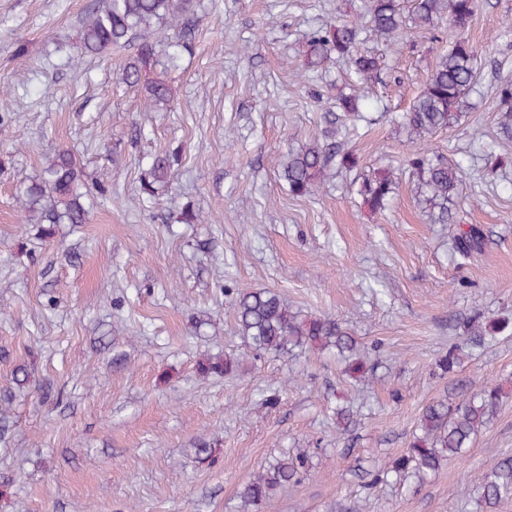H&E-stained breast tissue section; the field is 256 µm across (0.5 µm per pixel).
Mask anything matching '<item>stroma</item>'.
Listing matches in <instances>:
<instances>
[{
  "mask_svg": "<svg viewBox=\"0 0 512 512\" xmlns=\"http://www.w3.org/2000/svg\"><path fill=\"white\" fill-rule=\"evenodd\" d=\"M101 4L0 0V115L10 117L0 125V396L12 421L0 438V512H238L242 484L296 448L309 450L310 474L263 512H483L467 476L512 456V335L453 373L435 362L460 339L455 318L512 320V166L486 176L488 152L512 155L495 124L497 80L512 77V0H480L467 33L482 72L471 107L429 141L431 159L464 169L448 224L418 206L398 124L448 50L446 24L397 45L363 34L359 48L382 73L366 122L344 138L358 165L295 197L279 155L317 137L329 99L348 89L337 58L298 80L307 38L356 20L366 0H196V51L169 74V112L145 110L142 92L119 81L130 49L68 67ZM62 147L78 148L103 192L87 224L47 238L20 227L14 189ZM168 149L178 152L172 185L143 203L142 159ZM387 165L399 190L374 215L358 185ZM187 207L196 223H181ZM461 224L484 234L466 262L453 249ZM234 288L273 289L293 310L342 322L373 382L298 349L200 377L199 359L244 350ZM488 383L503 387L500 412L461 459L415 490L364 489L362 471L408 447L425 405ZM348 401L359 414L344 431L331 409Z\"/></svg>",
  "mask_w": 512,
  "mask_h": 512,
  "instance_id": "35a3bbf8",
  "label": "stroma"
}]
</instances>
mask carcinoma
<instances>
[{"mask_svg": "<svg viewBox=\"0 0 512 512\" xmlns=\"http://www.w3.org/2000/svg\"><path fill=\"white\" fill-rule=\"evenodd\" d=\"M478 10V0H368L362 20L338 22L314 31L308 39L310 57L304 80L322 61L347 57L352 61L357 83L378 80L377 58L357 51L361 34L369 30L390 44L435 29L441 20L451 32L467 29ZM197 20L194 0H106L92 12L80 31L82 53L99 56L113 47L136 45L135 54L121 72L125 83L143 89L145 108L168 112L175 96L167 79L185 54L195 48ZM477 51L467 41L450 43L448 52L431 68L420 94L402 116V128L415 150L407 160L417 202L430 220L448 223L449 204L458 196L462 182L460 168L428 158V139L455 125L469 105V96L478 82ZM496 121L500 138L512 141V79L496 86ZM365 95L355 90L335 99V109L324 113V128L310 143L283 155L282 179L295 196L311 194L336 167L351 170L358 165L352 152L344 149L338 136L363 118L360 112ZM176 162V152H166L148 161L151 181L144 193L154 196V184L168 183ZM398 184L390 168H379L357 189L364 208L376 214L386 208ZM92 188L84 183L79 156L71 148H60L48 159L41 173L17 190L16 200L30 223L45 224V236L55 233L57 224H85L89 219ZM482 231L474 224L459 229L454 249L466 260L482 248ZM238 331L249 355L284 353L292 348L331 352L345 362L343 373L362 381L371 366L361 353L358 341L341 323L328 316L302 315L271 289H240L233 299ZM512 331V323L487 325L475 318L463 326L464 343H454L437 363L441 373H451L461 362L463 346L479 347L489 339ZM241 365L232 355L207 357L198 363L200 373L226 376ZM502 403L500 387L488 384L455 400H437L426 405L418 430L408 448L388 460L382 459L364 475L371 487L387 481L392 474L413 479L421 486L445 461L460 457L478 433L496 417ZM310 472V454L299 449L285 453L265 465L239 491L246 512H260L276 493L299 483ZM479 504L486 512H512V456L494 461L485 471L469 476Z\"/></svg>", "mask_w": 512, "mask_h": 512, "instance_id": "carcinoma-1", "label": "carcinoma"}]
</instances>
